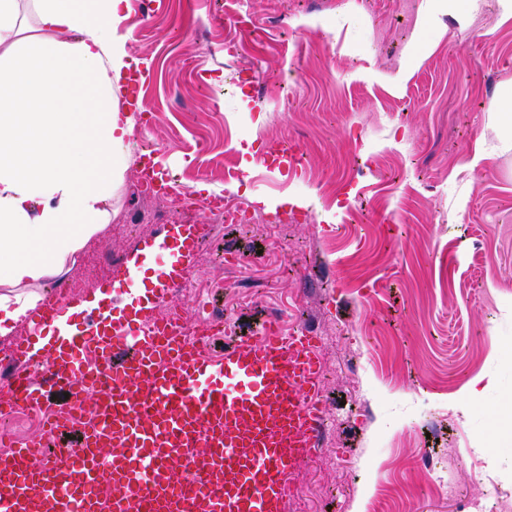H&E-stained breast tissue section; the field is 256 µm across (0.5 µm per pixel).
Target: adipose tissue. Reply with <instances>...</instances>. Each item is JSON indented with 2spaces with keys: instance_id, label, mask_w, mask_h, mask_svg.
I'll list each match as a JSON object with an SVG mask.
<instances>
[{
  "instance_id": "ef3b65f1",
  "label": "adipose tissue",
  "mask_w": 512,
  "mask_h": 512,
  "mask_svg": "<svg viewBox=\"0 0 512 512\" xmlns=\"http://www.w3.org/2000/svg\"><path fill=\"white\" fill-rule=\"evenodd\" d=\"M123 0H0V336L112 218L130 165Z\"/></svg>"
}]
</instances>
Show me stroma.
Wrapping results in <instances>:
<instances>
[{"mask_svg":"<svg viewBox=\"0 0 512 512\" xmlns=\"http://www.w3.org/2000/svg\"><path fill=\"white\" fill-rule=\"evenodd\" d=\"M124 10L152 68L132 158L153 144L162 171L244 218L161 311L316 339L326 424L293 475L304 512H478L491 471L512 491V148L491 110L512 90V18L496 0L461 21L424 20L421 0ZM276 140L300 165H271ZM137 185L128 169L70 273L156 237L146 219L170 204Z\"/></svg>","mask_w":512,"mask_h":512,"instance_id":"1","label":"stroma"}]
</instances>
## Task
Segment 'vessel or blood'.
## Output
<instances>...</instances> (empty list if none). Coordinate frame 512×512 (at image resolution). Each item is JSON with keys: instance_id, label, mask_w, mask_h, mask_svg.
<instances>
[{"instance_id": "vessel-or-blood-1", "label": "vessel or blood", "mask_w": 512, "mask_h": 512, "mask_svg": "<svg viewBox=\"0 0 512 512\" xmlns=\"http://www.w3.org/2000/svg\"><path fill=\"white\" fill-rule=\"evenodd\" d=\"M138 180L157 199L175 192L150 154ZM208 233L205 224H173L127 258L111 331L102 330L99 311H88L78 338L38 367L29 337L14 342L0 398L45 412L47 437L74 428L79 440L44 464L36 461L44 440L0 453V512H25L32 497L36 512H284L296 491L292 474L317 447L324 422L315 340L265 326L209 358L202 346L224 334L223 323L190 334L179 312L156 313L157 300L185 282ZM149 252L169 258L154 271L151 296L124 311L117 301L135 285L129 270ZM81 303L53 290L31 323L51 324ZM54 386L68 391L65 407H51ZM186 460L200 461L197 475L185 476Z\"/></svg>"}]
</instances>
